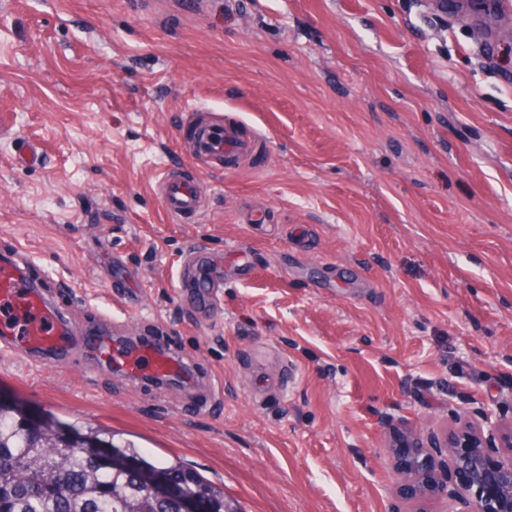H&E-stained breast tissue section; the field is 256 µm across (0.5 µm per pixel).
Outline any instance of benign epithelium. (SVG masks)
I'll return each mask as SVG.
<instances>
[{"label": "benign epithelium", "mask_w": 512, "mask_h": 512, "mask_svg": "<svg viewBox=\"0 0 512 512\" xmlns=\"http://www.w3.org/2000/svg\"><path fill=\"white\" fill-rule=\"evenodd\" d=\"M389 453L405 499L434 494L448 501V512H512V426L503 430L490 409L441 438L412 426Z\"/></svg>", "instance_id": "benign-epithelium-1"}]
</instances>
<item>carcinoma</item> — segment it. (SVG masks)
<instances>
[{
    "mask_svg": "<svg viewBox=\"0 0 512 512\" xmlns=\"http://www.w3.org/2000/svg\"><path fill=\"white\" fill-rule=\"evenodd\" d=\"M182 485L207 500L206 512L232 508L224 490L180 464L148 459L98 430L34 422L0 402V512H135L140 502L191 512L192 500L171 493Z\"/></svg>",
    "mask_w": 512,
    "mask_h": 512,
    "instance_id": "obj_1",
    "label": "carcinoma"
}]
</instances>
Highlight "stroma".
Here are the masks:
<instances>
[{
  "label": "stroma",
  "mask_w": 512,
  "mask_h": 512,
  "mask_svg": "<svg viewBox=\"0 0 512 512\" xmlns=\"http://www.w3.org/2000/svg\"><path fill=\"white\" fill-rule=\"evenodd\" d=\"M482 33L431 0H7L0 255L94 327L120 254L115 337L188 364L175 387L0 359V401L180 459L238 512H443L397 496L381 419L512 417V36L486 56ZM201 108L261 133L263 163H198ZM22 137L39 165L16 164ZM169 170L202 218L169 220ZM192 244L224 256L205 319L177 288Z\"/></svg>",
  "instance_id": "obj_1"
}]
</instances>
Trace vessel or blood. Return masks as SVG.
Wrapping results in <instances>:
<instances>
[{
  "label": "vessel or blood",
  "mask_w": 512,
  "mask_h": 512,
  "mask_svg": "<svg viewBox=\"0 0 512 512\" xmlns=\"http://www.w3.org/2000/svg\"><path fill=\"white\" fill-rule=\"evenodd\" d=\"M183 126L193 133L196 160L208 164L210 170L235 169L260 153L256 139L244 136L236 125L223 120L199 119L190 113ZM158 193L172 220L196 219L204 212L199 187L176 173L162 177ZM187 255L195 263L194 280L180 283L179 288L188 307L203 317L216 306L224 286V260L198 246L189 248ZM0 307L6 310L0 317V352L22 355L31 364L76 346L127 371L134 380L147 374L167 376L179 363L164 338L136 349H121L99 331L76 328L45 296L30 267L14 255L0 259Z\"/></svg>",
  "instance_id": "1"
}]
</instances>
